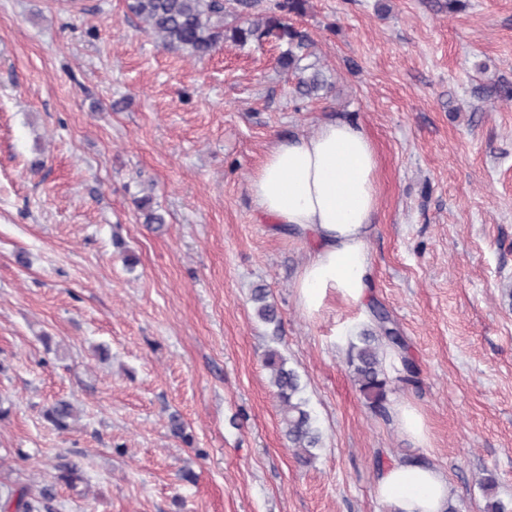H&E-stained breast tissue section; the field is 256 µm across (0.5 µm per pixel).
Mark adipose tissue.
<instances>
[{
	"mask_svg": "<svg viewBox=\"0 0 512 512\" xmlns=\"http://www.w3.org/2000/svg\"><path fill=\"white\" fill-rule=\"evenodd\" d=\"M377 170L363 127L331 118L312 135L278 139L251 176L257 212L311 243L295 284L305 313L319 312L331 295L354 306L368 302ZM378 494L395 512H446L448 480L435 466L395 461L382 471Z\"/></svg>",
	"mask_w": 512,
	"mask_h": 512,
	"instance_id": "ef3b65f1",
	"label": "adipose tissue"
}]
</instances>
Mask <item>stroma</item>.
I'll use <instances>...</instances> for the list:
<instances>
[{"mask_svg": "<svg viewBox=\"0 0 512 512\" xmlns=\"http://www.w3.org/2000/svg\"><path fill=\"white\" fill-rule=\"evenodd\" d=\"M129 2L0 0V498L52 484L51 512H387L378 461L418 458L460 512H484L490 473L512 499V0H307L291 21L329 87L313 98L281 45L198 59ZM335 116L377 150L371 301L419 369L405 385L389 363V404L423 415L422 444L350 380L339 332L364 310H301L309 245L249 193L277 138ZM272 346L323 431L309 466L282 436ZM60 398L79 411L65 432L42 416ZM71 462L73 488L56 481Z\"/></svg>", "mask_w": 512, "mask_h": 512, "instance_id": "35a3bbf8", "label": "stroma"}]
</instances>
